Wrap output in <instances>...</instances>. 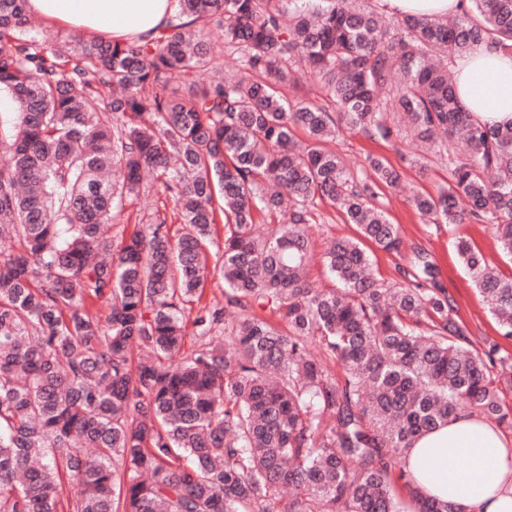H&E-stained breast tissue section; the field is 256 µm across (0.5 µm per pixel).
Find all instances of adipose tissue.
Here are the masks:
<instances>
[{"instance_id": "1", "label": "adipose tissue", "mask_w": 512, "mask_h": 512, "mask_svg": "<svg viewBox=\"0 0 512 512\" xmlns=\"http://www.w3.org/2000/svg\"><path fill=\"white\" fill-rule=\"evenodd\" d=\"M45 21L115 42L147 39L164 29L175 0H28ZM458 99L475 118L512 121V57L478 46L454 63ZM405 467L428 497L464 512H512V447L477 416L462 414L418 438Z\"/></svg>"}]
</instances>
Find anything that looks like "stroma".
<instances>
[{
    "mask_svg": "<svg viewBox=\"0 0 512 512\" xmlns=\"http://www.w3.org/2000/svg\"><path fill=\"white\" fill-rule=\"evenodd\" d=\"M331 147L343 155L351 167H360L367 155L374 154L385 157L399 170L401 179L396 186L384 189L383 202L390 221L399 226L404 247L420 246L431 254L444 288L455 300L457 319L473 333L474 346H481L483 338L495 337L499 340L501 355L512 357V340L499 338L497 321L459 260L454 246L456 237H464L498 271L510 276L512 259L501 253L493 229L487 224H464L452 231L444 224H427L410 202L413 191L434 195L447 186L449 172L446 162L434 161L422 172L404 161V145L372 142L353 132L343 133ZM316 213L315 224L308 227L314 250L310 276L317 287L330 289L335 282L324 265L323 255L335 238L354 235L355 230L329 204L319 205Z\"/></svg>",
    "mask_w": 512,
    "mask_h": 512,
    "instance_id": "1",
    "label": "stroma"
}]
</instances>
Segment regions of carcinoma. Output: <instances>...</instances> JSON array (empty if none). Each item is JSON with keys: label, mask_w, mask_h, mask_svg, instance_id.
<instances>
[{"label": "carcinoma", "mask_w": 512, "mask_h": 512, "mask_svg": "<svg viewBox=\"0 0 512 512\" xmlns=\"http://www.w3.org/2000/svg\"><path fill=\"white\" fill-rule=\"evenodd\" d=\"M460 2L448 18L388 22L357 0H176L159 35L113 43L52 40L27 0H0V94L15 103L0 120V242H12L0 252V512H461L400 462L463 412L512 426L499 397L512 358L488 337L468 346L425 249L401 280L375 277L365 244L402 247L380 200L400 173L373 154L357 171L323 148L344 130L390 142L400 111L426 150L410 163L434 155L451 175L437 196L413 195L417 212L488 224L512 258V122L462 108L452 67L481 43L512 54V0ZM207 26L239 72L180 95L213 61ZM298 75L328 103L289 100ZM146 172L182 233L157 208L117 242ZM285 199L287 221L257 233L256 214ZM318 201L357 228L326 252L329 291L308 276ZM456 251L511 339L512 277L462 237ZM211 276L241 310L229 331L224 308L201 304ZM65 481L80 487L67 502Z\"/></svg>", "instance_id": "obj_1"}]
</instances>
